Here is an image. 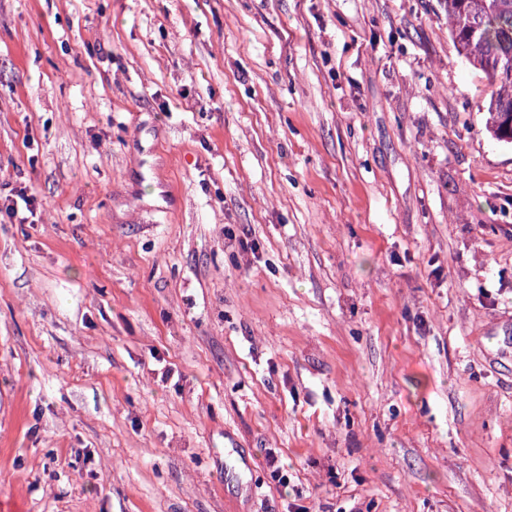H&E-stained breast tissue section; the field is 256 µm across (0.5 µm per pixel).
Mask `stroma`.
Segmentation results:
<instances>
[{
    "mask_svg": "<svg viewBox=\"0 0 512 512\" xmlns=\"http://www.w3.org/2000/svg\"><path fill=\"white\" fill-rule=\"evenodd\" d=\"M486 94L439 0H0V512H512Z\"/></svg>",
    "mask_w": 512,
    "mask_h": 512,
    "instance_id": "35a3bbf8",
    "label": "stroma"
}]
</instances>
